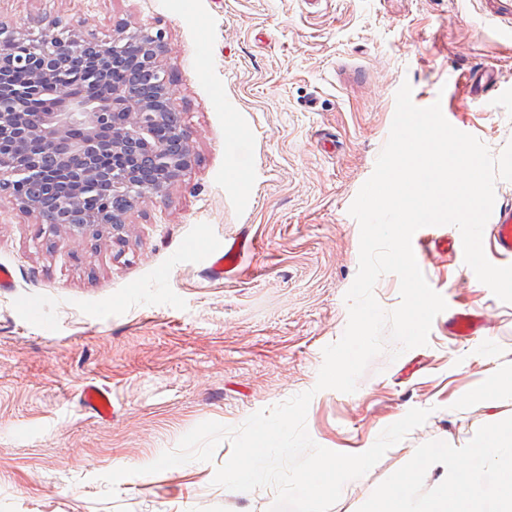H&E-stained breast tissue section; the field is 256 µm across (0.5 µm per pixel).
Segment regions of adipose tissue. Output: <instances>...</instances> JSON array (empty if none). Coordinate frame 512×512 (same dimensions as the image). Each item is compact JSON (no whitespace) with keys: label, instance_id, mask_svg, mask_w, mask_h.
I'll use <instances>...</instances> for the list:
<instances>
[{"label":"adipose tissue","instance_id":"1","mask_svg":"<svg viewBox=\"0 0 512 512\" xmlns=\"http://www.w3.org/2000/svg\"><path fill=\"white\" fill-rule=\"evenodd\" d=\"M481 460L498 476L495 512H512V423L474 435L464 449L437 448L419 470L396 477L377 501L373 512H485L483 495L474 486L472 474L457 465L459 455ZM439 471L441 488L423 498L405 491L419 471Z\"/></svg>","mask_w":512,"mask_h":512}]
</instances>
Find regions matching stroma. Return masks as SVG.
<instances>
[{
  "mask_svg": "<svg viewBox=\"0 0 512 512\" xmlns=\"http://www.w3.org/2000/svg\"><path fill=\"white\" fill-rule=\"evenodd\" d=\"M55 19L100 39L121 23L162 30L197 161L129 214L120 242L64 239L0 192V268L14 277L0 291V512H269L273 488L214 484L227 440L212 461L122 479L109 500L102 477L152 463L202 422L236 428L309 390L308 433L340 453L365 452L410 409L429 412L330 512H368L418 456L512 421V393L477 395L491 370H512V303L450 250L452 225L412 237L447 304L427 345L394 359L386 343L355 392L314 389L348 323L360 249L349 207L398 89L440 103L499 155L512 142L505 21L478 0H0V20L30 38ZM486 69L497 89L474 98L468 77ZM234 238L247 241L243 265L208 275L204 254ZM455 311L481 320L476 336L449 335ZM89 384L109 391L110 419L83 405Z\"/></svg>",
  "mask_w": 512,
  "mask_h": 512,
  "instance_id": "obj_1",
  "label": "stroma"
}]
</instances>
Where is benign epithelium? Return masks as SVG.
Returning a JSON list of instances; mask_svg holds the SVG:
<instances>
[{"label":"benign epithelium","mask_w":512,"mask_h":512,"mask_svg":"<svg viewBox=\"0 0 512 512\" xmlns=\"http://www.w3.org/2000/svg\"><path fill=\"white\" fill-rule=\"evenodd\" d=\"M55 21L38 39L23 28L0 21V191L12 197L25 216L44 221L42 208L30 191L39 180L59 190V217L54 228L74 240L122 239L128 211L83 212L86 192L120 194L129 211L148 199L164 197L196 162L190 132L184 124L160 143L156 127L174 111L173 78L164 67L169 48L162 32L118 25L112 39L63 35ZM138 52L129 61L131 76L112 89V98L87 96L65 76L66 62L91 56V77L110 81L114 56L129 46ZM148 68L159 80L156 96H141L137 72Z\"/></svg>","instance_id":"7a95c632"}]
</instances>
